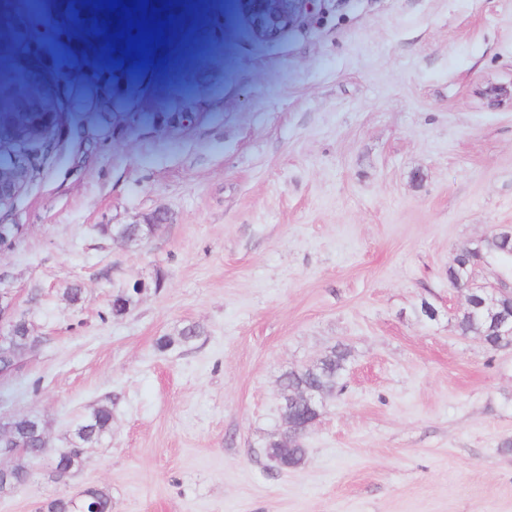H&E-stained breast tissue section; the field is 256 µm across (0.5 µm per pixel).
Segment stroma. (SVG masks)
<instances>
[{
    "label": "stroma",
    "mask_w": 512,
    "mask_h": 512,
    "mask_svg": "<svg viewBox=\"0 0 512 512\" xmlns=\"http://www.w3.org/2000/svg\"><path fill=\"white\" fill-rule=\"evenodd\" d=\"M157 3L143 67L92 0L0 8L22 45L0 143L52 147L0 211V289L40 340L0 414L60 451L112 409L82 467L34 464L0 512L90 486L112 512H512V348L460 335L448 284L457 248L512 225V0H296L267 39L255 0ZM336 344L344 387L279 468L280 379ZM176 338L167 337L157 343L158 349L168 350L174 346H188L194 344L202 335V331L196 325H188L182 328ZM281 438L271 440L268 442L265 452L266 455L270 458H280L286 460L288 462L289 467L293 468L301 464L304 460L307 448H303V443L301 445H296L288 448L279 447L278 442Z\"/></svg>",
    "instance_id": "35a3bbf8"
}]
</instances>
